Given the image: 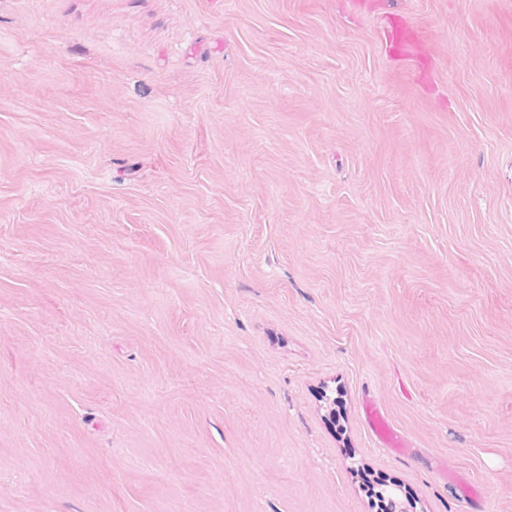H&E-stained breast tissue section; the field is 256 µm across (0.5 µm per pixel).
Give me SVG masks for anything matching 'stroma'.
Returning <instances> with one entry per match:
<instances>
[{
  "label": "stroma",
  "mask_w": 512,
  "mask_h": 512,
  "mask_svg": "<svg viewBox=\"0 0 512 512\" xmlns=\"http://www.w3.org/2000/svg\"><path fill=\"white\" fill-rule=\"evenodd\" d=\"M367 476L512 512V0H0V512ZM364 410L367 423L379 442L398 452L407 451L405 440L393 428L380 407L372 401H366Z\"/></svg>",
  "instance_id": "1"
}]
</instances>
